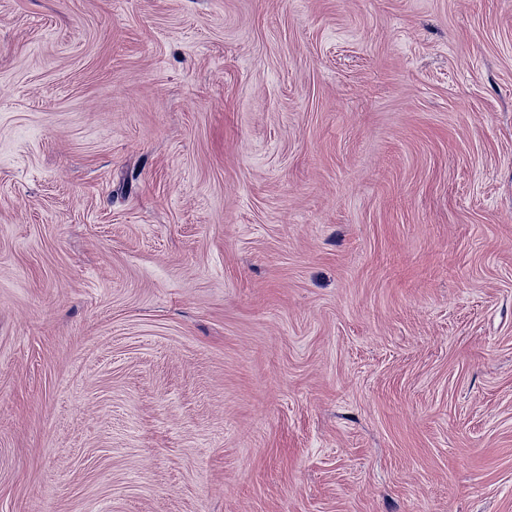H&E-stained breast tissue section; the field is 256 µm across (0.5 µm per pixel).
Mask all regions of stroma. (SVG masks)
Segmentation results:
<instances>
[{
	"instance_id": "35a3bbf8",
	"label": "stroma",
	"mask_w": 512,
	"mask_h": 512,
	"mask_svg": "<svg viewBox=\"0 0 512 512\" xmlns=\"http://www.w3.org/2000/svg\"><path fill=\"white\" fill-rule=\"evenodd\" d=\"M0 512H512V0H0Z\"/></svg>"
}]
</instances>
